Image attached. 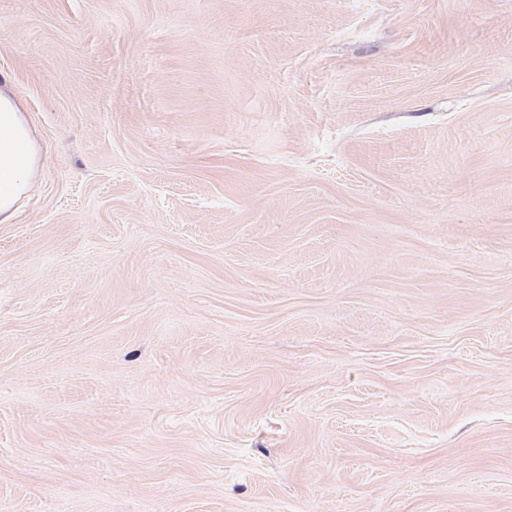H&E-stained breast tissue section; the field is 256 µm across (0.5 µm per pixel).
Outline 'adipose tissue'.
<instances>
[{
  "label": "adipose tissue",
  "mask_w": 512,
  "mask_h": 512,
  "mask_svg": "<svg viewBox=\"0 0 512 512\" xmlns=\"http://www.w3.org/2000/svg\"><path fill=\"white\" fill-rule=\"evenodd\" d=\"M39 148L11 77L0 72V223L12 221L18 203L29 194L39 163Z\"/></svg>",
  "instance_id": "adipose-tissue-1"
}]
</instances>
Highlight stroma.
I'll list each match as a JSON object with an SVG mask.
<instances>
[{
	"label": "stroma",
	"instance_id": "obj_1",
	"mask_svg": "<svg viewBox=\"0 0 512 512\" xmlns=\"http://www.w3.org/2000/svg\"><path fill=\"white\" fill-rule=\"evenodd\" d=\"M0 512H512V0H0ZM39 148L11 77L0 72V223L9 224L17 204L29 194L39 163Z\"/></svg>",
	"mask_w": 512,
	"mask_h": 512
}]
</instances>
